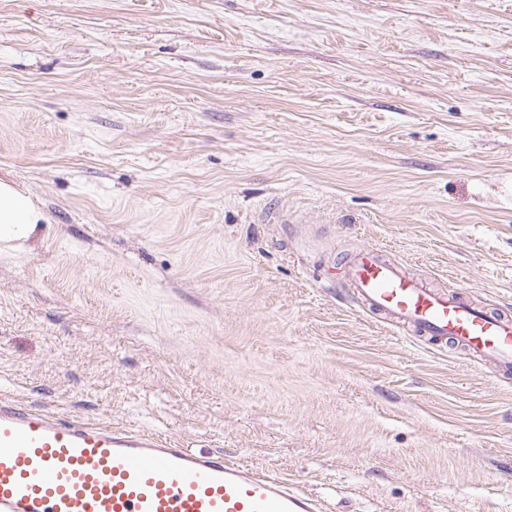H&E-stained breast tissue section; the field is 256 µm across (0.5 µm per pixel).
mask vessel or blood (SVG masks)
I'll list each match as a JSON object with an SVG mask.
<instances>
[{
	"mask_svg": "<svg viewBox=\"0 0 512 512\" xmlns=\"http://www.w3.org/2000/svg\"><path fill=\"white\" fill-rule=\"evenodd\" d=\"M336 271L404 334L450 344L512 379V316L427 287L368 248ZM0 512H321L287 478L161 436L0 404Z\"/></svg>",
	"mask_w": 512,
	"mask_h": 512,
	"instance_id": "1",
	"label": "vessel or blood"
}]
</instances>
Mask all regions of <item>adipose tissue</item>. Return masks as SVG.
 Listing matches in <instances>:
<instances>
[{
    "label": "adipose tissue",
    "instance_id": "adipose-tissue-1",
    "mask_svg": "<svg viewBox=\"0 0 512 512\" xmlns=\"http://www.w3.org/2000/svg\"><path fill=\"white\" fill-rule=\"evenodd\" d=\"M46 221L45 212L22 190L0 179V244L31 239Z\"/></svg>",
    "mask_w": 512,
    "mask_h": 512
}]
</instances>
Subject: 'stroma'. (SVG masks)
I'll list each match as a JSON object with an SVG mask.
<instances>
[{
  "label": "stroma",
  "instance_id": "35a3bbf8",
  "mask_svg": "<svg viewBox=\"0 0 512 512\" xmlns=\"http://www.w3.org/2000/svg\"><path fill=\"white\" fill-rule=\"evenodd\" d=\"M0 402L324 512H512V381L363 309L380 248L512 315V0H0ZM46 222L45 212L22 190L0 179V244L31 239Z\"/></svg>",
  "mask_w": 512,
  "mask_h": 512
}]
</instances>
